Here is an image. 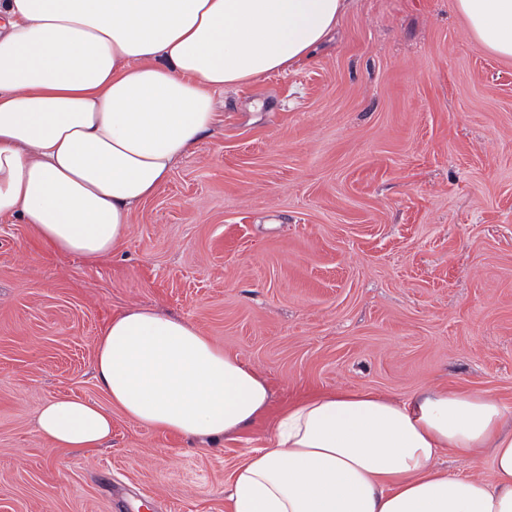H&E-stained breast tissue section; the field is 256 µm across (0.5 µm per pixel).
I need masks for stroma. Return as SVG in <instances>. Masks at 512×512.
Masks as SVG:
<instances>
[{
  "mask_svg": "<svg viewBox=\"0 0 512 512\" xmlns=\"http://www.w3.org/2000/svg\"><path fill=\"white\" fill-rule=\"evenodd\" d=\"M215 130L91 263L0 218V512H229L268 423L218 444L112 414L93 451L48 449L42 403L107 404L102 325L152 308L306 395L439 386L512 408V60L453 0H350L308 61L215 96Z\"/></svg>",
  "mask_w": 512,
  "mask_h": 512,
  "instance_id": "obj_1",
  "label": "stroma"
}]
</instances>
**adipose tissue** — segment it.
<instances>
[{
	"label": "adipose tissue",
	"mask_w": 512,
	"mask_h": 512,
	"mask_svg": "<svg viewBox=\"0 0 512 512\" xmlns=\"http://www.w3.org/2000/svg\"><path fill=\"white\" fill-rule=\"evenodd\" d=\"M347 0H0V216L57 253L94 261L218 122L216 93L295 68ZM473 39L512 59V0H454ZM95 377L108 402L47 399L52 449L93 450L112 414L185 439L235 438L265 417L261 371L190 321L113 315ZM494 394L438 387L301 398L229 477L231 512H512V424ZM488 461V480L436 468Z\"/></svg>",
	"instance_id": "obj_1"
}]
</instances>
